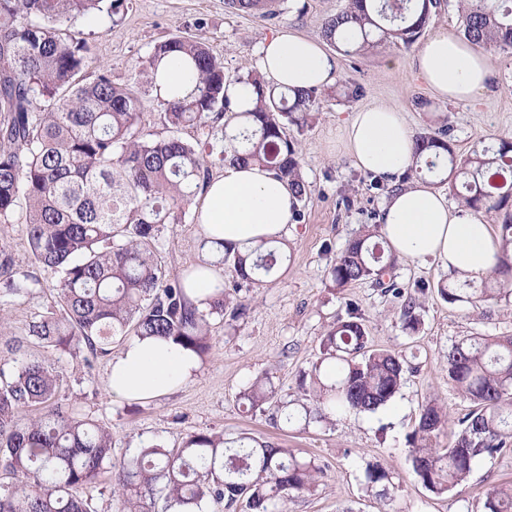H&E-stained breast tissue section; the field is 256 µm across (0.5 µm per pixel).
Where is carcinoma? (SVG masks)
Segmentation results:
<instances>
[{
  "instance_id": "cac0c4a2",
  "label": "carcinoma",
  "mask_w": 512,
  "mask_h": 512,
  "mask_svg": "<svg viewBox=\"0 0 512 512\" xmlns=\"http://www.w3.org/2000/svg\"><path fill=\"white\" fill-rule=\"evenodd\" d=\"M105 0H0V224L25 213L30 257L58 273L55 306L29 325L27 336L44 348L77 349L87 366L106 356L114 341L173 339L200 358L210 350L211 320L245 315L238 289H216L209 309L189 294L192 278L228 265L247 284L255 271L268 276L286 260L275 246L245 253L202 237L206 258L183 277H170L158 249L165 224H180L186 209L211 180L206 157L221 144L223 163H257L288 181L296 196L294 221L303 220L310 194L301 172L298 143L288 125L303 126L319 110L316 88L288 92L247 73L256 88L252 108L237 112L225 94L224 64L206 42L174 37L156 44L142 63L150 88L155 69L171 53L181 54L197 77L183 96L154 95L168 134L139 127L145 101L135 87L118 84L100 69L91 81L85 43L65 32L77 15L102 11ZM278 0H225L231 13L276 14ZM438 0H348L344 11L323 25L326 41L338 46V29L351 24L357 40L346 54L382 45L409 44L428 24ZM465 39L512 51V0H460ZM195 125L206 138L195 144L177 135ZM452 128L443 124L416 136L418 156L435 150L427 171L446 161L447 177L462 178L460 202L477 211L501 210L512 198V141L491 155L458 156ZM377 225H365L336 254L329 270L336 288L367 279L395 295L397 283L383 281L394 257L374 241ZM487 288L439 284L450 303L474 304L512 297V215L500 225L499 253ZM40 284L27 271L5 272L0 300L29 293ZM448 381L474 408L459 420L446 448L430 437L447 415L436 402L422 405L410 450L422 486L441 498L465 483L474 462L512 447V336L465 338L448 350ZM406 361L399 353L373 348L361 318L352 311L323 336L303 398L278 397L264 372L239 398L253 411L271 413L286 427L321 423L334 415L373 413L400 389ZM63 370L24 357L22 346L0 350V512H95L99 478L111 474L119 512H278L279 503L316 490L321 466L270 440L226 446L224 432L187 435L177 448L150 444L130 457L112 458V432L98 420L62 403ZM366 482L393 485L378 464ZM487 512H512V485L493 489Z\"/></svg>"
}]
</instances>
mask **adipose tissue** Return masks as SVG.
Listing matches in <instances>:
<instances>
[{
    "label": "adipose tissue",
    "instance_id": "adipose-tissue-1",
    "mask_svg": "<svg viewBox=\"0 0 512 512\" xmlns=\"http://www.w3.org/2000/svg\"><path fill=\"white\" fill-rule=\"evenodd\" d=\"M260 54L262 74L282 87L321 89L338 73L337 54L290 28L267 38ZM411 66L442 102L473 101L497 85L489 55L451 27L435 32ZM344 136L354 165L392 188L379 233L397 256L433 258L449 272L470 277L490 272L499 244L482 213L465 206L453 209L426 184L400 185L401 173L413 163L415 142L403 112L385 104L364 106L347 120ZM295 203L287 184L268 170L231 165L208 185L197 219L205 236L244 251L287 237ZM196 369V357L173 340L136 339L113 357L107 384L115 399H148L178 388Z\"/></svg>",
    "mask_w": 512,
    "mask_h": 512
}]
</instances>
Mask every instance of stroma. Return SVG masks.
Wrapping results in <instances>:
<instances>
[{"mask_svg":"<svg viewBox=\"0 0 512 512\" xmlns=\"http://www.w3.org/2000/svg\"><path fill=\"white\" fill-rule=\"evenodd\" d=\"M347 0H281L276 16L233 14L224 0H127L120 22L99 13L72 18L71 33L85 42L87 77L107 68L114 82L141 78L142 63L153 47L176 35L205 41L224 63L227 79L259 69V47L283 28L321 39L325 20ZM418 43L382 46L359 55H340L335 82L325 87L321 107L305 127L289 126L300 151L302 172L311 194L304 218L291 225L287 238L291 258L262 286L242 289L248 309L238 320H214L211 350L198 363L194 377L167 395L148 401H119L107 388L108 361L86 368L81 353L46 349L27 342L28 326L53 305V271L34 266L25 248L20 224H0V253L14 269L33 272L40 284L11 299L0 314V345L24 342L29 356L46 359L68 375L63 392L67 404L109 426L120 459L154 442L180 446L187 434L220 431L225 438L246 432L279 442L314 458L323 474L312 493L285 501L283 512H486L489 491L512 482V449L476 462L468 481L448 496H432L415 477L410 436L422 404L435 399L448 421L432 439L436 448L450 445L458 421L471 401L448 381L446 356L452 344L470 336H512V300L477 306L450 303L438 293L449 275L438 261L398 259L399 286L414 293L417 331L406 330L403 300L365 280L333 287L329 269L346 241L363 225L379 221L387 198L374 188L371 175L358 170L345 149L342 123L351 112L371 103H385L403 112L413 132L449 122L456 154L497 148L512 136V57L492 52L500 89L473 102L442 104L433 100L416 77L410 60ZM400 68H391V61ZM361 94L347 95L351 86ZM202 235L195 211L182 223L165 226L160 253L171 274L181 275L201 260ZM357 308L377 348L404 356L409 364L404 383L392 401L376 412L343 415L309 426L279 430L268 416L242 404L239 393L267 371L279 395L300 396L299 381L310 374L322 336L348 308ZM393 476L394 491L379 497L367 485L369 464Z\"/></svg>","mask_w":512,"mask_h":512,"instance_id":"stroma-1","label":"stroma"}]
</instances>
